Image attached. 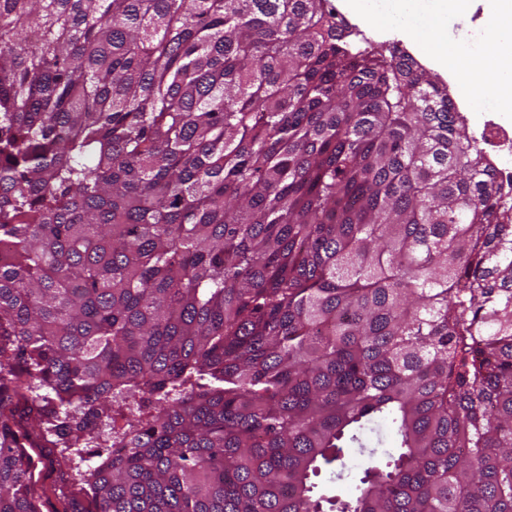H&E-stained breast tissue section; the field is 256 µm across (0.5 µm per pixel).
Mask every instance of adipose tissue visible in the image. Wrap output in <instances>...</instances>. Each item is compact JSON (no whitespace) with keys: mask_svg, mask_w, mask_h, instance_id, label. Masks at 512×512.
Returning <instances> with one entry per match:
<instances>
[{"mask_svg":"<svg viewBox=\"0 0 512 512\" xmlns=\"http://www.w3.org/2000/svg\"><path fill=\"white\" fill-rule=\"evenodd\" d=\"M465 0H382L379 7H372L369 0H348V6L365 25H373L377 19L376 9L405 18L421 15L433 25H444L450 13L462 9ZM488 49L485 59L479 60L471 51L453 47L451 55H440L438 65H452L461 91L467 96H477L487 85L512 91V49H504L497 35L499 21L512 14V0H489Z\"/></svg>","mask_w":512,"mask_h":512,"instance_id":"ef3b65f1","label":"adipose tissue"}]
</instances>
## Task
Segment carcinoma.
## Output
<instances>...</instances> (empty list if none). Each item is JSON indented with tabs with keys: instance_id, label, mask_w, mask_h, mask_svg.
I'll return each mask as SVG.
<instances>
[{
	"instance_id": "cac0c4a2",
	"label": "carcinoma",
	"mask_w": 512,
	"mask_h": 512,
	"mask_svg": "<svg viewBox=\"0 0 512 512\" xmlns=\"http://www.w3.org/2000/svg\"><path fill=\"white\" fill-rule=\"evenodd\" d=\"M326 0H0V512H512V184ZM39 457L40 480L45 492L44 512H64L68 509V502L58 495V489H69L77 498L80 494L71 486V469L63 463L55 448H35Z\"/></svg>"
}]
</instances>
